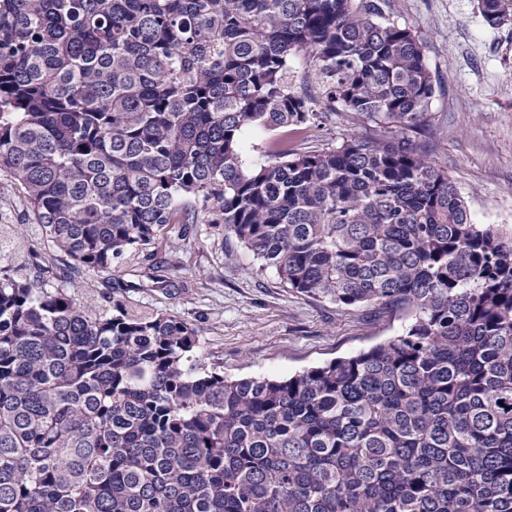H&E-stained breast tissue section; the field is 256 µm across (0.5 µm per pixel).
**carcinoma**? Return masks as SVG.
Instances as JSON below:
<instances>
[{
  "instance_id": "obj_1",
  "label": "carcinoma",
  "mask_w": 512,
  "mask_h": 512,
  "mask_svg": "<svg viewBox=\"0 0 512 512\" xmlns=\"http://www.w3.org/2000/svg\"><path fill=\"white\" fill-rule=\"evenodd\" d=\"M477 5L512 29V0ZM387 7L0 0V171L67 257L0 277V512H512V230L432 159L437 81ZM336 115L342 145L288 144ZM251 126L274 137L247 166ZM191 201L293 292L405 332L231 379L183 320L45 287Z\"/></svg>"
}]
</instances>
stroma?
<instances>
[{
    "label": "stroma",
    "instance_id": "stroma-1",
    "mask_svg": "<svg viewBox=\"0 0 512 512\" xmlns=\"http://www.w3.org/2000/svg\"><path fill=\"white\" fill-rule=\"evenodd\" d=\"M395 22L419 36L439 80L432 157L456 183L477 223L512 227V30L490 28L476 0H389ZM21 186L0 173V222L15 225L26 265L48 260ZM204 224L169 225L146 249L111 270L87 273L77 293L108 313L113 301L197 327L210 362L225 376L285 377L401 335L404 322L367 308L345 309L292 292L211 212ZM173 263L168 286L152 266ZM123 290L113 291L114 282Z\"/></svg>",
    "mask_w": 512,
    "mask_h": 512
}]
</instances>
